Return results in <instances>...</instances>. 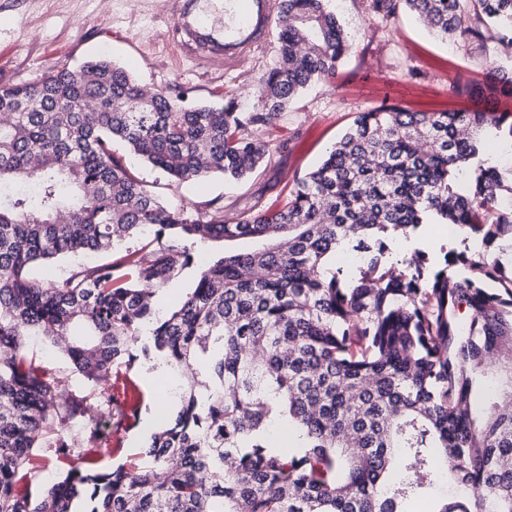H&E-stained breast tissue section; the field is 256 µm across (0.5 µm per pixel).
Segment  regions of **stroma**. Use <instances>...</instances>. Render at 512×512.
<instances>
[{
	"mask_svg": "<svg viewBox=\"0 0 512 512\" xmlns=\"http://www.w3.org/2000/svg\"><path fill=\"white\" fill-rule=\"evenodd\" d=\"M353 44L335 78L307 87L276 125L259 130L258 138L286 143L271 164L242 183L220 177L179 185L140 160L132 165L150 189L171 204L202 208L217 200L225 220L253 205L284 204L296 179L315 167L358 113L383 104L417 112L470 110L496 103L512 113V95L489 90L497 66H512V57L481 53L433 33L411 12L403 10L390 20L372 14L367 0H329ZM173 0H0V87L34 80L60 66L80 67L86 60L106 55L125 66L151 89L179 97L185 104L223 105L232 100L240 111H251L257 99L259 74L277 58V43L269 41L239 68L207 74L185 58L168 40ZM480 252L479 241H462L437 234L424 225L410 239H397L402 255L429 250L432 266L443 264V249ZM178 384L176 375L141 365L131 373L132 392L139 407L133 430L122 440L120 455L145 445L166 414L158 388L159 378ZM67 456L40 448L41 467L32 474L45 483L86 450L87 433L81 424L71 429Z\"/></svg>",
	"mask_w": 512,
	"mask_h": 512,
	"instance_id": "stroma-1",
	"label": "stroma"
}]
</instances>
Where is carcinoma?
<instances>
[{"label":"carcinoma","instance_id":"1","mask_svg":"<svg viewBox=\"0 0 512 512\" xmlns=\"http://www.w3.org/2000/svg\"><path fill=\"white\" fill-rule=\"evenodd\" d=\"M408 8L450 40L512 46V0H369ZM278 60L251 112L143 94L99 57L0 88V512H512V122L495 109L359 113L280 210L224 222L166 205L113 145L173 183L239 182L286 143L276 124L309 84L335 75L352 42L327 0H279ZM491 83L512 89V71ZM456 224L496 253L452 250L431 271L392 246ZM150 241L120 262L57 282L33 271ZM250 251L203 259L164 316L152 304L214 241ZM361 252L360 269L340 256ZM468 315L463 322L460 314ZM42 336L91 386L80 396L31 353ZM67 339L64 347L58 340ZM149 361L179 375L175 412L112 466L90 398L121 415L112 373ZM90 449L48 484L28 481L43 437ZM288 423V446L273 437Z\"/></svg>","mask_w":512,"mask_h":512}]
</instances>
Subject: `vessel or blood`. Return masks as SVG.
<instances>
[{"instance_id":"1","label":"vessel or blood","mask_w":512,"mask_h":512,"mask_svg":"<svg viewBox=\"0 0 512 512\" xmlns=\"http://www.w3.org/2000/svg\"><path fill=\"white\" fill-rule=\"evenodd\" d=\"M232 21L208 14L201 0H184L174 20L180 50L198 66L233 70L261 47L270 34L278 0H237Z\"/></svg>"}]
</instances>
